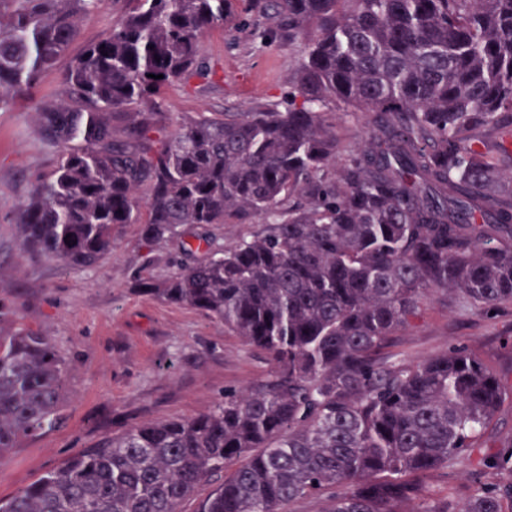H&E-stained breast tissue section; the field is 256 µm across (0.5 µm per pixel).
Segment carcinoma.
Here are the masks:
<instances>
[{
    "label": "carcinoma",
    "instance_id": "1",
    "mask_svg": "<svg viewBox=\"0 0 512 512\" xmlns=\"http://www.w3.org/2000/svg\"><path fill=\"white\" fill-rule=\"evenodd\" d=\"M101 3L0 0V109L35 96ZM230 23L302 46L280 105L168 130L163 89L219 78L202 40ZM61 81L33 112L61 152L18 206L20 256L93 267L124 224L175 240L195 261L139 291L223 321L271 371L72 455L0 512H182L207 484L195 512H512L511 485L458 510L425 494L499 411L500 378L461 348L386 352L432 293L512 304V0H121ZM359 113L344 153L336 120ZM224 224L253 230L223 246ZM15 314L0 299V459L60 420L68 373L40 332L3 329ZM487 468L512 472V446Z\"/></svg>",
    "mask_w": 512,
    "mask_h": 512
}]
</instances>
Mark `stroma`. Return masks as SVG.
<instances>
[{
    "label": "stroma",
    "instance_id": "obj_1",
    "mask_svg": "<svg viewBox=\"0 0 512 512\" xmlns=\"http://www.w3.org/2000/svg\"><path fill=\"white\" fill-rule=\"evenodd\" d=\"M204 53L221 78L167 86L162 109L172 121L274 106L301 56L295 43L261 48L247 28L209 32ZM32 107L22 101L0 109V297L14 300V325L48 336L69 371L63 419L0 460L4 498L129 425L207 412L225 390L253 385L270 371L264 355L223 322L136 290L138 281L163 279L187 263L176 241L145 244L137 225L127 224L115 231L111 252L94 269L19 258L15 212L34 178L48 173L57 157L33 129ZM452 346L481 357L512 387V305L487 314L454 295H432L391 351L397 360L416 363ZM428 486L438 497L463 501L478 487L472 457L450 461L447 475Z\"/></svg>",
    "mask_w": 512,
    "mask_h": 512
}]
</instances>
